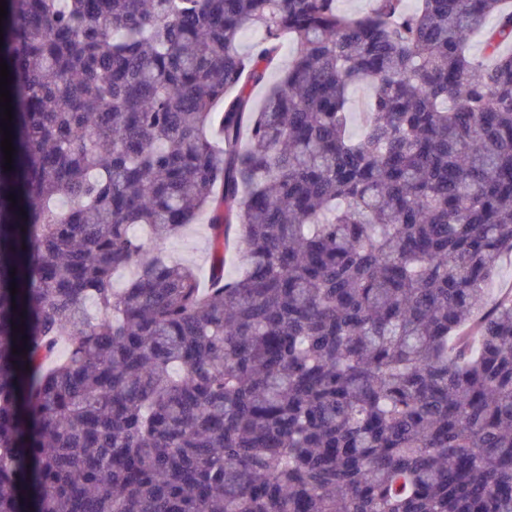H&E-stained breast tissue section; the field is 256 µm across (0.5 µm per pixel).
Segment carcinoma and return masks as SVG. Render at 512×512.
Instances as JSON below:
<instances>
[{
  "label": "carcinoma",
  "mask_w": 512,
  "mask_h": 512,
  "mask_svg": "<svg viewBox=\"0 0 512 512\" xmlns=\"http://www.w3.org/2000/svg\"><path fill=\"white\" fill-rule=\"evenodd\" d=\"M5 2L0 512H512L507 0ZM352 113L350 115V131L354 137L359 136L363 129V115L371 97V90L368 86L361 85L354 88ZM208 224L207 213H202L196 224H191L180 235L158 246L173 260L192 263L204 279L211 264V231Z\"/></svg>",
  "instance_id": "1"
}]
</instances>
